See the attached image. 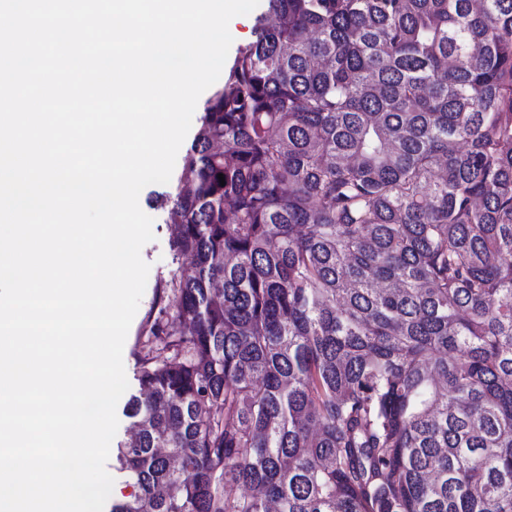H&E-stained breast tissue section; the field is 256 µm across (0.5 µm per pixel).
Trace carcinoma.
<instances>
[{
	"instance_id": "obj_1",
	"label": "carcinoma",
	"mask_w": 512,
	"mask_h": 512,
	"mask_svg": "<svg viewBox=\"0 0 512 512\" xmlns=\"http://www.w3.org/2000/svg\"><path fill=\"white\" fill-rule=\"evenodd\" d=\"M254 35L111 512H512V0H264Z\"/></svg>"
}]
</instances>
